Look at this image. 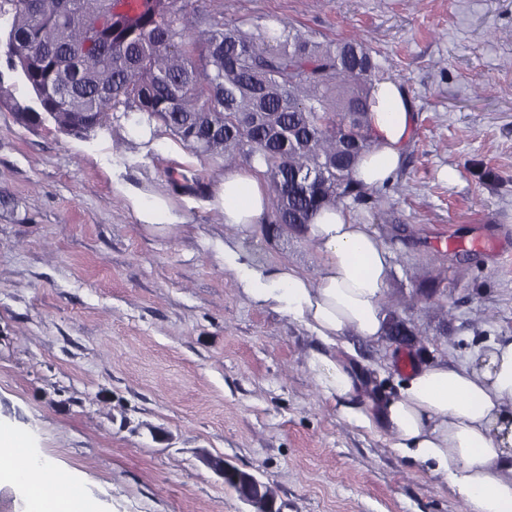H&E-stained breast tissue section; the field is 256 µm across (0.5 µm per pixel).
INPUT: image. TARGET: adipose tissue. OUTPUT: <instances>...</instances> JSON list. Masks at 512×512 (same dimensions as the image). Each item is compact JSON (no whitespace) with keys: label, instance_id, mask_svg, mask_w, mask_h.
I'll return each mask as SVG.
<instances>
[{"label":"adipose tissue","instance_id":"ef3b65f1","mask_svg":"<svg viewBox=\"0 0 512 512\" xmlns=\"http://www.w3.org/2000/svg\"><path fill=\"white\" fill-rule=\"evenodd\" d=\"M373 100L374 145L356 163L354 177L380 188L403 164L415 116L400 83L379 81ZM264 171L259 162L225 171L214 192L225 224L238 232L225 240L223 256L242 293L304 324L317 339L308 367L341 418L369 432L389 433L396 454L438 477L469 512H512V340L494 343L468 365H416L396 396L369 397L365 376L339 350L349 330L367 342L384 336L394 253L348 210L327 209L303 232L321 258L318 280L285 263L257 262L244 240L268 211ZM112 188L126 197L139 223L185 221L166 197L146 196L120 175H113ZM3 457L21 462L19 468L0 469V482L22 490L27 512H99L77 479L60 477L27 437L6 426H0Z\"/></svg>","mask_w":512,"mask_h":512}]
</instances>
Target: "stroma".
<instances>
[{"mask_svg":"<svg viewBox=\"0 0 512 512\" xmlns=\"http://www.w3.org/2000/svg\"><path fill=\"white\" fill-rule=\"evenodd\" d=\"M224 19L360 39L412 101L384 214L350 206L395 253L387 304L410 330L356 342L373 392H396L403 360L512 337V0H224ZM244 164L160 133L142 145L129 118L87 137L23 126L0 102V424L101 512H251L210 456L266 483L277 512H467L387 434L342 420L308 372L310 334L225 270L210 200ZM116 167L186 224L139 223ZM187 171L201 192L174 190ZM246 245L319 275L303 235L261 223Z\"/></svg>","mask_w":512,"mask_h":512,"instance_id":"obj_1","label":"stroma"}]
</instances>
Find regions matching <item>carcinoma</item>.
<instances>
[{
	"label": "carcinoma",
	"instance_id": "1",
	"mask_svg": "<svg viewBox=\"0 0 512 512\" xmlns=\"http://www.w3.org/2000/svg\"><path fill=\"white\" fill-rule=\"evenodd\" d=\"M0 0L10 70L32 94L23 125L51 119L88 135L130 112L195 153L258 159L276 192L275 224H308L325 208L365 202L356 160L373 143L371 91L382 62L357 40L324 44L299 29L224 22L222 0ZM111 24L104 51L82 47L91 19Z\"/></svg>",
	"mask_w": 512,
	"mask_h": 512
}]
</instances>
